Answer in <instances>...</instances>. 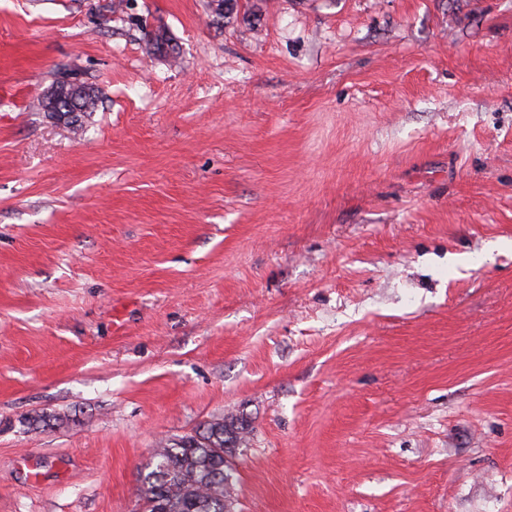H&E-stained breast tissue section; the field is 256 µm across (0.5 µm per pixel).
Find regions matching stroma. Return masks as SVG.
Returning a JSON list of instances; mask_svg holds the SVG:
<instances>
[{
  "label": "stroma",
  "mask_w": 512,
  "mask_h": 512,
  "mask_svg": "<svg viewBox=\"0 0 512 512\" xmlns=\"http://www.w3.org/2000/svg\"><path fill=\"white\" fill-rule=\"evenodd\" d=\"M215 8L0 0V512H512V0ZM53 85L55 90L53 94H49L48 98L44 97L43 105L47 106L51 112L68 111L64 119L76 121L79 112L76 99L81 95L84 96L83 82L77 75H64L57 83L55 80ZM251 433L240 416L208 421L194 435L155 448L139 489L145 512H226L234 481L231 459Z\"/></svg>",
  "instance_id": "obj_1"
}]
</instances>
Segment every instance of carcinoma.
Wrapping results in <instances>:
<instances>
[{
  "mask_svg": "<svg viewBox=\"0 0 512 512\" xmlns=\"http://www.w3.org/2000/svg\"><path fill=\"white\" fill-rule=\"evenodd\" d=\"M247 420H211L154 449L140 487L144 512H224L234 481L231 459L248 445Z\"/></svg>",
  "mask_w": 512,
  "mask_h": 512,
  "instance_id": "carcinoma-1",
  "label": "carcinoma"
}]
</instances>
